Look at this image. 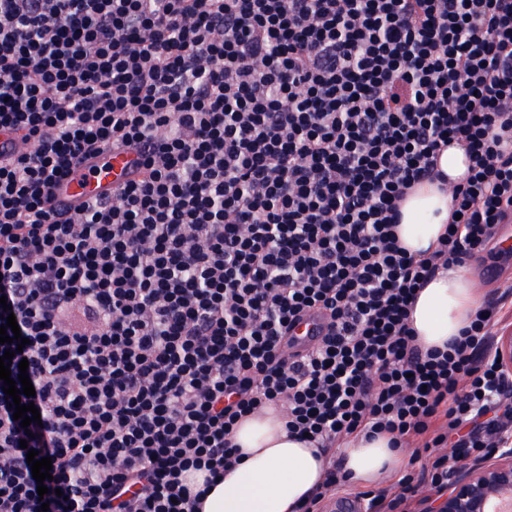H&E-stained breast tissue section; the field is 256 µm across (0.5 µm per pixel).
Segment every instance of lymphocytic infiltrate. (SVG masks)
I'll use <instances>...</instances> for the list:
<instances>
[{"instance_id":"1","label":"lymphocytic infiltrate","mask_w":512,"mask_h":512,"mask_svg":"<svg viewBox=\"0 0 512 512\" xmlns=\"http://www.w3.org/2000/svg\"><path fill=\"white\" fill-rule=\"evenodd\" d=\"M0 135L27 145L0 157V325L28 340L41 414L22 427L0 391V512H195L190 476L223 478L271 407L330 456L302 512L346 484L331 452L355 433L410 451L371 512L491 454L497 302L426 350L410 311L512 218V0H0ZM452 142L467 173L417 258L400 204L446 182ZM107 149L134 178L59 207ZM312 314L321 338L291 351Z\"/></svg>"}]
</instances>
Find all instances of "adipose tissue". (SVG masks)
I'll return each instance as SVG.
<instances>
[{"label": "adipose tissue", "mask_w": 512, "mask_h": 512, "mask_svg": "<svg viewBox=\"0 0 512 512\" xmlns=\"http://www.w3.org/2000/svg\"><path fill=\"white\" fill-rule=\"evenodd\" d=\"M450 197L429 183L418 185L401 204L398 236L413 255L434 250L448 224ZM483 302L470 267L437 275L418 292L411 323L419 343L440 346L458 336ZM235 442L244 457L203 501L200 512H300L322 483L326 467L315 447L289 436L284 420L268 415L243 422ZM344 471L358 486L395 473L403 459L386 437L354 435L341 445Z\"/></svg>", "instance_id": "1"}]
</instances>
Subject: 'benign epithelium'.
<instances>
[{"instance_id": "7a95c632", "label": "benign epithelium", "mask_w": 512, "mask_h": 512, "mask_svg": "<svg viewBox=\"0 0 512 512\" xmlns=\"http://www.w3.org/2000/svg\"><path fill=\"white\" fill-rule=\"evenodd\" d=\"M495 348L502 368L512 377L511 330L500 333ZM431 512H512V448H498L485 461L463 462Z\"/></svg>"}]
</instances>
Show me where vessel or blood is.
Masks as SVG:
<instances>
[{
  "label": "vessel or blood",
  "mask_w": 512,
  "mask_h": 512,
  "mask_svg": "<svg viewBox=\"0 0 512 512\" xmlns=\"http://www.w3.org/2000/svg\"><path fill=\"white\" fill-rule=\"evenodd\" d=\"M131 154L105 151L95 156L90 167L72 172L57 192L62 206H79L92 199L111 197L113 189L127 181L133 168Z\"/></svg>",
  "instance_id": "1"
}]
</instances>
